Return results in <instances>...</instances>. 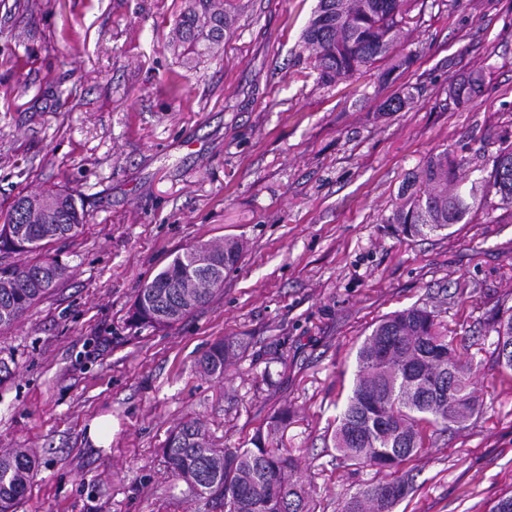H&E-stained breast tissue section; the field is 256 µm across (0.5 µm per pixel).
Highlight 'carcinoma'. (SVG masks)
<instances>
[{
  "label": "carcinoma",
  "instance_id": "obj_1",
  "mask_svg": "<svg viewBox=\"0 0 512 512\" xmlns=\"http://www.w3.org/2000/svg\"><path fill=\"white\" fill-rule=\"evenodd\" d=\"M410 0H318L302 33L314 56L318 80L332 84L353 78L389 60L390 71L409 65L394 52L404 36ZM237 0H185L172 28V42L183 64L224 47L237 17ZM484 84L480 71L455 84L457 103L474 98ZM414 98L401 92L387 99L385 112H398ZM462 161L443 152L426 160L421 187L404 197L389 217L407 236H427L472 220L477 200L489 194L512 206V142H501L487 177L471 183L468 197L448 191ZM85 222L83 206L65 188H47L14 197L0 213V256L29 252L24 265L0 262V329L13 325L64 279L66 267L40 253L50 244L75 237ZM242 245L198 244L177 254L140 289L130 309L134 326L169 327L206 305L223 288L240 261ZM500 373L512 378V312L492 324ZM242 344L220 340L198 360L201 372L222 377ZM357 370L344 410L336 421L333 445L351 466L393 474L359 490L340 512H392L414 488V476L401 466L427 440L452 427L462 428L480 409L473 396L479 365L457 353L435 311L411 306L383 316L357 351ZM292 412L278 410L256 431L247 448H215L197 418L176 424L163 455L171 476L189 493L224 512H316V504L295 478L296 460L279 446ZM35 467L26 448L0 450V512H12Z\"/></svg>",
  "mask_w": 512,
  "mask_h": 512
}]
</instances>
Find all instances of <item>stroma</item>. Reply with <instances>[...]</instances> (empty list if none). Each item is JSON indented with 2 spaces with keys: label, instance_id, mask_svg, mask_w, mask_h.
Listing matches in <instances>:
<instances>
[{
  "label": "stroma",
  "instance_id": "obj_1",
  "mask_svg": "<svg viewBox=\"0 0 512 512\" xmlns=\"http://www.w3.org/2000/svg\"><path fill=\"white\" fill-rule=\"evenodd\" d=\"M183 0H0V209L18 193L75 191L86 222L48 246L67 274L0 330V449L36 466L15 512H213L162 453L200 418L238 448L281 407L284 443L317 512L388 472L347 466L332 434L356 352L385 314L434 309L481 364L482 408L406 464L393 512H484L512 490V384L491 323L512 307V207L491 195L470 223L407 238L388 219L429 156L491 167L512 140V0H415L382 81L318 83L301 34L317 0H241L223 49L185 68L169 44ZM484 72L459 105L449 85ZM413 104H380L400 88ZM242 240L203 308L133 328L139 289L192 245ZM244 347L224 378L200 373L218 340ZM112 440L88 437L97 418Z\"/></svg>",
  "mask_w": 512,
  "mask_h": 512
}]
</instances>
